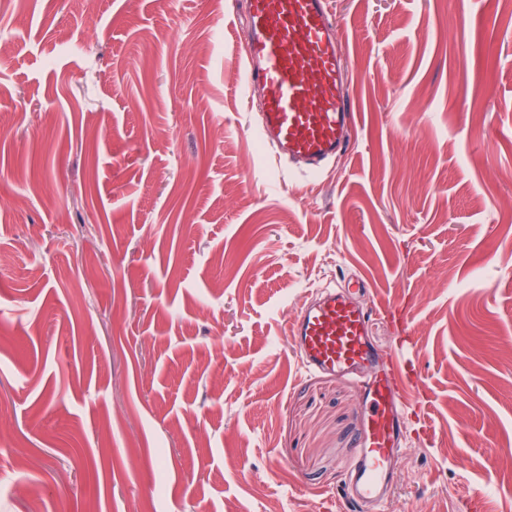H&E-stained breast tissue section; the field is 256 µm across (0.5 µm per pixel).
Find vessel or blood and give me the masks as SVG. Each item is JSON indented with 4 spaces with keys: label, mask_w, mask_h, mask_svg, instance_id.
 Returning <instances> with one entry per match:
<instances>
[{
    "label": "vessel or blood",
    "mask_w": 512,
    "mask_h": 512,
    "mask_svg": "<svg viewBox=\"0 0 512 512\" xmlns=\"http://www.w3.org/2000/svg\"><path fill=\"white\" fill-rule=\"evenodd\" d=\"M245 3L243 70L247 83L263 92L261 137L277 157L315 171L345 148L354 121L326 0ZM370 322L369 309L351 290L326 288L300 308L292 333L305 371L362 374L367 434L353 450L344 493L367 512H383L405 406L388 378L375 372L378 355L368 340Z\"/></svg>",
    "instance_id": "1"
}]
</instances>
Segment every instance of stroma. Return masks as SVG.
Masks as SVG:
<instances>
[{
	"label": "stroma",
	"mask_w": 512,
	"mask_h": 512,
	"mask_svg": "<svg viewBox=\"0 0 512 512\" xmlns=\"http://www.w3.org/2000/svg\"><path fill=\"white\" fill-rule=\"evenodd\" d=\"M241 2L0 0V512H347L365 394L290 327L351 280L385 512H512V8L330 0L354 124L306 178Z\"/></svg>",
	"instance_id": "1"
}]
</instances>
